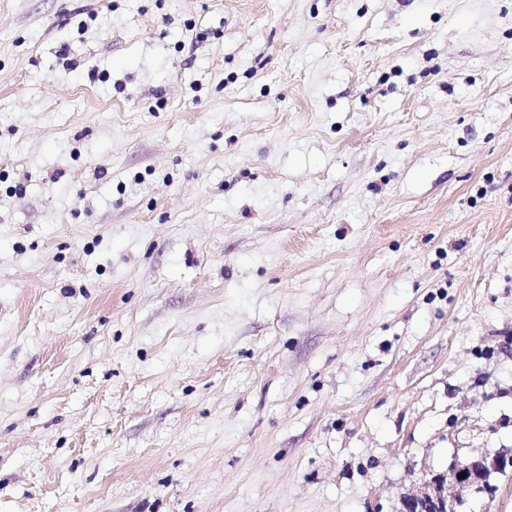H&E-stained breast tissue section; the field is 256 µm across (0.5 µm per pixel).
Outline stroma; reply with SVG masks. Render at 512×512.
<instances>
[{
  "label": "stroma",
  "instance_id": "1",
  "mask_svg": "<svg viewBox=\"0 0 512 512\" xmlns=\"http://www.w3.org/2000/svg\"><path fill=\"white\" fill-rule=\"evenodd\" d=\"M511 451L512 0H0V512Z\"/></svg>",
  "mask_w": 512,
  "mask_h": 512
}]
</instances>
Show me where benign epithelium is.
<instances>
[{"mask_svg": "<svg viewBox=\"0 0 512 512\" xmlns=\"http://www.w3.org/2000/svg\"><path fill=\"white\" fill-rule=\"evenodd\" d=\"M512 468V454L499 456L491 461L485 457L472 460L468 464L454 470L452 474H433L422 480L420 493L405 498L400 512H461L463 500L452 495L449 487L467 488L477 486L479 489L491 491L487 484L491 472Z\"/></svg>", "mask_w": 512, "mask_h": 512, "instance_id": "1", "label": "benign epithelium"}]
</instances>
